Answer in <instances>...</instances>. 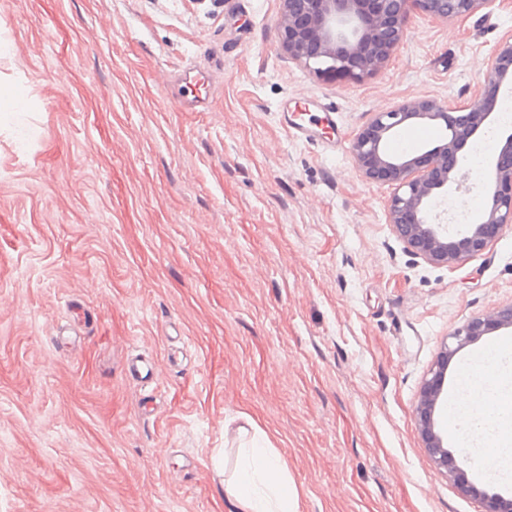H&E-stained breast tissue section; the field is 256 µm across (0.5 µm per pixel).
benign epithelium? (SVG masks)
I'll return each instance as SVG.
<instances>
[{
  "mask_svg": "<svg viewBox=\"0 0 512 512\" xmlns=\"http://www.w3.org/2000/svg\"><path fill=\"white\" fill-rule=\"evenodd\" d=\"M494 0H281L276 23L280 49L315 75H342L360 81L378 73L406 36L416 6L442 22L468 17ZM512 89V37L495 49L489 69L468 101L450 105L418 97L377 112L355 136L352 154L358 171L373 183H390L396 192L388 223L416 256L436 265H459L483 252L504 229L512 228V135L496 143L490 165L479 171L459 164L460 153L489 123L502 89ZM417 120L437 121L446 134L439 144L413 154L389 150L390 137ZM482 186L485 204L463 233L448 232V193ZM512 326V302L468 321L444 343L430 377L421 388L415 417L423 448L462 492L478 499L482 512H512V498L491 494L466 479L465 469L444 446L435 414L443 399L448 361L466 344Z\"/></svg>",
  "mask_w": 512,
  "mask_h": 512,
  "instance_id": "benign-epithelium-1",
  "label": "benign epithelium"
}]
</instances>
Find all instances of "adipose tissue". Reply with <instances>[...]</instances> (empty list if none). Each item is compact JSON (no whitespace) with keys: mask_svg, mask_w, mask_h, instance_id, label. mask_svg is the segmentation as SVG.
I'll return each mask as SVG.
<instances>
[{"mask_svg":"<svg viewBox=\"0 0 512 512\" xmlns=\"http://www.w3.org/2000/svg\"><path fill=\"white\" fill-rule=\"evenodd\" d=\"M236 512H299V496L285 462L273 448L245 449L242 464L224 480Z\"/></svg>","mask_w":512,"mask_h":512,"instance_id":"obj_1","label":"adipose tissue"}]
</instances>
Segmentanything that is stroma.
Returning <instances> with one entry per match:
<instances>
[{
    "instance_id": "stroma-1",
    "label": "stroma",
    "mask_w": 512,
    "mask_h": 512,
    "mask_svg": "<svg viewBox=\"0 0 512 512\" xmlns=\"http://www.w3.org/2000/svg\"><path fill=\"white\" fill-rule=\"evenodd\" d=\"M280 0H0V512H234L213 449L250 415L300 512H481L422 446L443 342L512 301V228L448 267L388 222L352 144L373 113L468 101L512 0L412 10L359 82L288 59ZM209 72L205 111L172 79ZM26 104H15L18 91ZM308 110L313 141L285 112ZM163 368L134 379L133 356ZM436 425L469 480L512 497V328L448 365Z\"/></svg>"
}]
</instances>
